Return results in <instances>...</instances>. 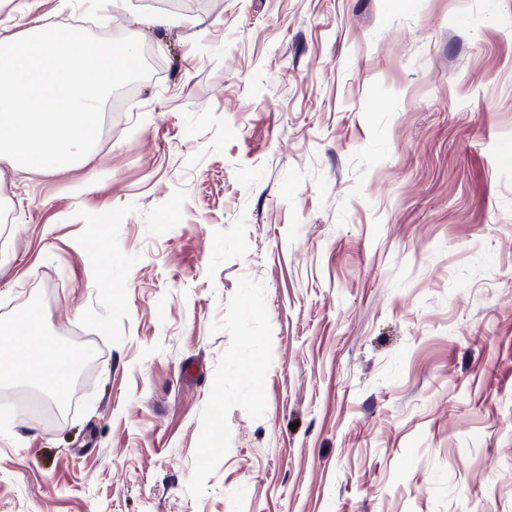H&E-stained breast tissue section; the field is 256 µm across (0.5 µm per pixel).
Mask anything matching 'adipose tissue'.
Returning <instances> with one entry per match:
<instances>
[{"label":"adipose tissue","instance_id":"ef3b65f1","mask_svg":"<svg viewBox=\"0 0 512 512\" xmlns=\"http://www.w3.org/2000/svg\"><path fill=\"white\" fill-rule=\"evenodd\" d=\"M43 314L31 309L16 317L0 334V379L19 385L38 383L48 395H56L69 381L72 364L42 330Z\"/></svg>","mask_w":512,"mask_h":512}]
</instances>
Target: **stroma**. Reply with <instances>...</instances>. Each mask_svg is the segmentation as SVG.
Returning <instances> with one entry per match:
<instances>
[{
    "label": "stroma",
    "instance_id": "1",
    "mask_svg": "<svg viewBox=\"0 0 512 512\" xmlns=\"http://www.w3.org/2000/svg\"><path fill=\"white\" fill-rule=\"evenodd\" d=\"M57 3L150 74L0 161V512H512V0ZM43 313L30 309L0 335V379L38 383L51 397L69 381L72 364L42 330ZM38 354L33 355L34 352Z\"/></svg>",
    "mask_w": 512,
    "mask_h": 512
}]
</instances>
